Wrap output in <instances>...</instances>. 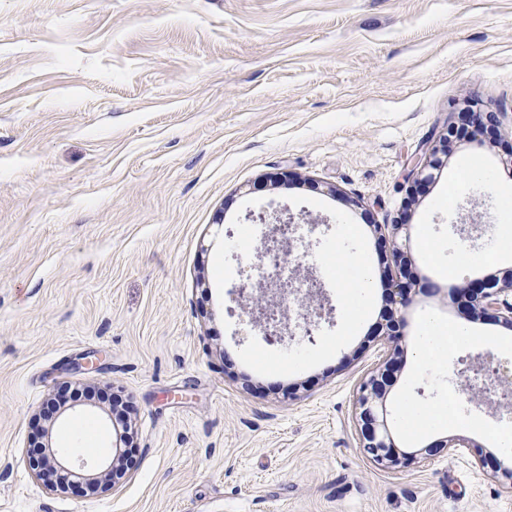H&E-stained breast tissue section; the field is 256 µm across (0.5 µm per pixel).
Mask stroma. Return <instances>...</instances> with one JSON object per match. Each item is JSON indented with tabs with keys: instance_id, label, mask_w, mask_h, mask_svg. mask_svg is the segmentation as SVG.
<instances>
[{
	"instance_id": "1",
	"label": "stroma",
	"mask_w": 512,
	"mask_h": 512,
	"mask_svg": "<svg viewBox=\"0 0 512 512\" xmlns=\"http://www.w3.org/2000/svg\"><path fill=\"white\" fill-rule=\"evenodd\" d=\"M430 183L405 173L461 113ZM480 160L486 182L466 183ZM287 175V184L274 183ZM512 192V0H0V512H512L466 449L384 468L359 444L356 392L390 347L391 247L423 311L460 321L453 286L512 269L490 243ZM310 226L296 276L333 239L376 288L323 283L315 343H267L230 298L255 214ZM406 222L396 242L378 224ZM417 364L406 338L386 399L399 451L461 435L512 458V415L461 370L512 366V327L477 321ZM298 344L299 359L280 361ZM453 425L412 433L434 406ZM89 454L65 449L79 422ZM112 487L53 492L52 448ZM123 459V451L120 448H113L112 461L106 468L88 477H78L73 474L63 458L56 457L51 448L49 456L34 461L32 467L37 478L51 491L65 492L71 488H81L87 492L88 489L94 491L101 486L114 485L117 478L113 476L120 471Z\"/></svg>"
}]
</instances>
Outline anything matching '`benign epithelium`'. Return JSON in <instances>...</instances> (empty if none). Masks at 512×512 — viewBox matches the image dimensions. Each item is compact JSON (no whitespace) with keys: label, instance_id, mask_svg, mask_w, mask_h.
Returning <instances> with one entry per match:
<instances>
[{"label":"benign epithelium","instance_id":"1","mask_svg":"<svg viewBox=\"0 0 512 512\" xmlns=\"http://www.w3.org/2000/svg\"><path fill=\"white\" fill-rule=\"evenodd\" d=\"M272 232L263 242L267 251H282L290 241L292 221L273 218ZM291 284L281 280H273L260 297L255 296L254 285L243 279L235 286L234 302L243 310L250 322L259 327L268 341H280L288 332L289 320L285 317L283 303ZM464 298L461 314L469 320L493 318L512 327V270L498 280L484 277L467 281L458 288ZM386 339L393 349L387 358L359 386L357 403L359 406V437L361 447L373 462L387 468L406 465L414 458L427 459L440 450L449 452L458 448H467L483 467H491L492 476L509 482L512 485V462L498 460L489 465V456L482 445L462 436H450L444 440L423 446L418 453L405 455L397 452V445L387 421L385 397L387 387L396 369L398 357L402 353V341L405 334L391 332ZM496 388L489 390L480 388L486 403L507 412L512 410V373L495 368ZM124 453L119 448L113 449L112 461L103 470L84 477L74 479V474L64 459L51 452L48 456L33 462L36 476L52 491L65 492L71 488L84 491L95 490L101 486L115 484V475L123 464Z\"/></svg>","mask_w":512,"mask_h":512}]
</instances>
